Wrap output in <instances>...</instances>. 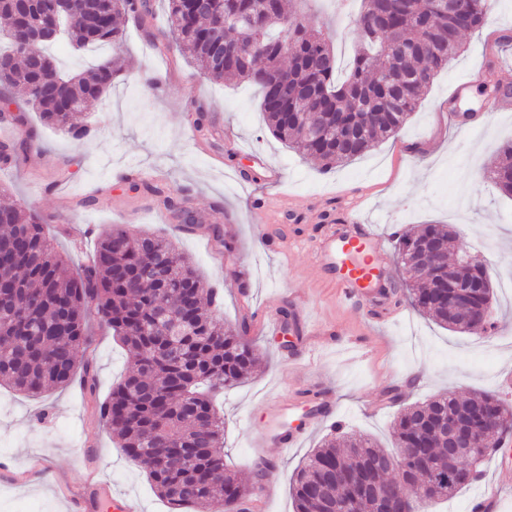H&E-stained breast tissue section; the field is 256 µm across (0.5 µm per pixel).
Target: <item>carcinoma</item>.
Returning a JSON list of instances; mask_svg holds the SVG:
<instances>
[{"label":"carcinoma","mask_w":512,"mask_h":512,"mask_svg":"<svg viewBox=\"0 0 512 512\" xmlns=\"http://www.w3.org/2000/svg\"><path fill=\"white\" fill-rule=\"evenodd\" d=\"M169 29L176 43L203 73L216 80L243 79L259 86L260 108L273 136L325 170L361 157L374 145L395 136L415 112L431 79L462 49L461 35L480 30L493 0H462L454 15L445 0H362L355 20L357 47L349 78L336 79L337 63L328 38L315 22L285 0H168ZM147 0H112V10L91 24L61 31L77 49L112 45V62L76 75H65L37 44L32 56L13 50L10 31L15 16L0 2V87L11 89L40 112L47 125L66 130L75 141L90 133L76 114L101 99L121 71L123 14L138 15ZM251 12L260 37L256 48L241 56L242 31L232 24L217 28L231 15ZM43 84L33 98L31 85ZM343 131L336 133V122ZM487 177L512 197V143L497 150ZM47 219L27 214L18 204H0V381L28 395L67 385L83 365L88 391L95 387L91 367L82 363L89 344L86 311L125 347L129 373L112 388L100 407L106 426L125 455L148 472L159 495L175 512L218 507L221 512H249L251 492L224 465V420L216 393L247 379L254 353L246 328H224L204 300L217 302L216 289H204L190 259L165 238L115 226L98 241L94 262L71 274L68 260L45 232ZM447 224H423L399 237L397 259L401 284L390 289L396 304L409 300L440 325L459 333L448 311V292L475 266L443 261L422 272L411 244L453 241ZM162 260L161 274L146 272V259ZM512 405L497 398L462 399L452 390L438 393L401 413L394 430L396 447L411 454L427 448L434 458L441 491L416 501L419 512H431L440 500L471 487L448 480L447 441L432 437L444 409L462 413ZM385 449L362 435L325 441L297 469L291 487L294 512H373L377 489L389 487ZM338 471L341 480L328 479Z\"/></svg>","instance_id":"carcinoma-1"}]
</instances>
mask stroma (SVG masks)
I'll return each mask as SVG.
<instances>
[{
    "label": "stroma",
    "mask_w": 512,
    "mask_h": 512,
    "mask_svg": "<svg viewBox=\"0 0 512 512\" xmlns=\"http://www.w3.org/2000/svg\"><path fill=\"white\" fill-rule=\"evenodd\" d=\"M142 19L125 17L121 60L126 69L85 115L93 136L74 143L42 124L29 106L0 122V141L32 142L0 169V188L27 210L47 217L57 249L80 261L99 234L124 224L167 238L191 258L206 285L221 287L215 314L246 326L258 367L218 401L224 417V462L248 485L255 465L276 466L274 494L261 512H293L292 476L330 425L298 446L259 447L277 403L307 385L336 391L344 431L375 437L393 450L400 410L450 389L502 393L512 375V199L486 177L496 149L512 140V38L496 37L512 0H496L490 28L465 34L460 55L434 79L416 112L394 137L364 157L323 173L276 140L248 82L221 83L199 72L168 34L167 2L152 0ZM301 11L332 30L341 67L354 53L356 0H304ZM162 86L152 90L151 77ZM499 111H485L488 101ZM141 173L138 191L121 175ZM280 176L270 185L271 176ZM188 209L180 223L164 197ZM174 205V206H175ZM385 239L383 266L397 282V237L406 224H451L496 287L495 338L443 329L409 304L345 302L319 275L306 242L319 225L348 230V218ZM288 309L287 331L268 332L256 305ZM85 358L97 380L88 396L82 373L39 396L0 385V465L21 482L0 479V512H71L60 492L85 491L87 456L114 491L136 497L142 512H171L146 471L125 458L95 401L107 400L126 371L119 340L88 314Z\"/></svg>",
    "instance_id": "1"
}]
</instances>
